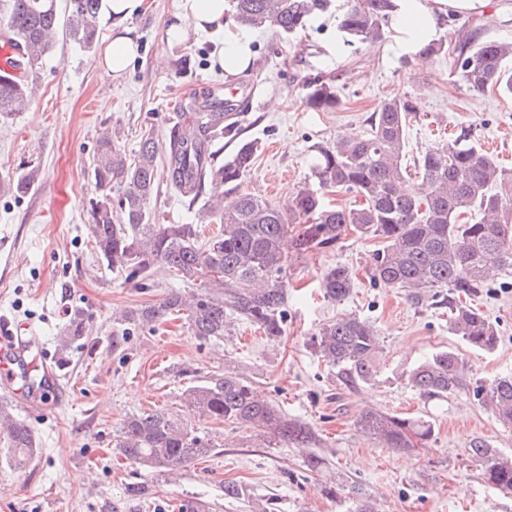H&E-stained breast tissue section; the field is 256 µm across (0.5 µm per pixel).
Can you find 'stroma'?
<instances>
[{
  "label": "stroma",
  "instance_id": "obj_1",
  "mask_svg": "<svg viewBox=\"0 0 512 512\" xmlns=\"http://www.w3.org/2000/svg\"><path fill=\"white\" fill-rule=\"evenodd\" d=\"M343 2L332 0L331 11L315 16L294 38L249 31L255 64L235 77L216 64L223 33L166 43L179 0H145L130 19L138 54L117 80L89 64L112 41L108 15H101L97 41L88 50L58 29L52 53L33 72L37 92L29 110L0 119V183L29 163L42 171L37 187L24 196L0 186V318L29 325L52 351L71 306L87 312L89 331L60 372L63 403L25 418L41 440L34 460L22 470L10 467L0 440V512H178L188 500L201 502L206 512H350L359 495L376 512H512V494L488 488L467 452L471 441L484 440L510 454L512 430L502 428L473 394L427 400L403 378L420 360L448 347L465 358L471 383L512 375V277L472 301L501 336L491 354L449 334L447 307L417 305L402 289L371 284L366 267L379 243L352 233L334 250L289 256L284 336L269 338L241 324L230 339L203 345L176 319L112 343L122 332L120 311L159 301L176 282L159 269L153 289L138 290L92 248L88 173L102 133H111L131 156L144 132L165 139L172 112L203 89L256 87L252 111L217 147L226 157L241 142H257L243 188L283 207L312 180L313 145L350 132L366 134L383 100L405 97L415 106L407 129L409 157L466 128L512 167V99L470 91L455 70L454 53L418 65L392 27L378 43L338 48L336 10ZM477 27L485 37L512 41V0L448 14L436 36L453 43ZM181 58L185 67L175 69ZM317 75L337 78L338 110L308 109L306 83ZM336 264L356 277L353 292L341 302L325 300L319 286L323 269ZM343 315L365 318L380 333L383 364L374 385L342 384L308 346L323 323ZM183 367L203 375L234 368L260 397L309 422L320 439L324 471H306L298 449L258 447L247 430L201 421L198 430L221 441V448L177 479H159L149 498L127 497L125 487L136 473L113 448V434L128 414L178 411L184 382L177 371ZM367 406L430 420L433 437L423 448L385 447L356 425ZM329 474L336 478L333 498L321 492ZM228 480L246 486L249 501L225 499Z\"/></svg>",
  "mask_w": 512,
  "mask_h": 512
}]
</instances>
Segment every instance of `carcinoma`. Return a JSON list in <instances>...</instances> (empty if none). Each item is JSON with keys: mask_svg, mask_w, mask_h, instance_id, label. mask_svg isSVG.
Returning <instances> with one entry per match:
<instances>
[{"mask_svg": "<svg viewBox=\"0 0 512 512\" xmlns=\"http://www.w3.org/2000/svg\"><path fill=\"white\" fill-rule=\"evenodd\" d=\"M331 0H235L236 18L247 28L289 36L303 31L313 16L326 11ZM102 0H66L60 20L56 0H0V39L22 48L21 63L34 69L53 49L52 32L63 25L78 45H94ZM398 10L396 0H349L336 15L343 44L370 45L384 37V27ZM460 80L474 92L497 90L512 97V42L459 39L454 47ZM31 86L0 73V118L28 109ZM307 105L331 111L342 104L338 86L313 78L307 83ZM413 112L406 98L383 101L373 112L370 130L358 139L340 137L313 146V184L296 192L286 207L240 189L250 171L257 146L241 143L225 160L214 150L229 116L224 98L210 93L200 108L175 112L163 143L152 133L142 135L136 157L129 159L104 133L99 138L90 171L93 193L88 201L94 250L124 281L150 290L155 269L193 288L168 292L159 302L124 312L127 328L112 337V345L130 331L183 319L201 343L224 339L235 323L257 325L268 336L285 331L287 293L284 278L288 256L282 241L293 234L296 255L333 249L352 232L379 240L368 266L370 281L401 288L416 304L425 300L448 306V333L470 348L494 352L500 336L496 326L467 303L490 282L512 276V170L482 149L464 130L453 140L425 148L417 156L420 192H406L411 176L405 163L407 128ZM163 156V170L156 161ZM198 209V224H161L150 202L160 177ZM39 170L22 168L9 188L26 194L37 185ZM212 196L202 201L205 189ZM352 193L353 206H334L329 193ZM119 208L120 215L114 214ZM219 231L203 239L201 224ZM324 295L345 300L353 277L345 266L322 275ZM88 319L74 308L60 336V346L84 336ZM309 348L336 370L350 386L372 385L383 352L380 334L368 320L343 316L323 324ZM188 381L181 394L187 416L175 412L140 411L129 415L112 441L117 453L143 476L153 479L177 471L211 454L219 444L196 431L192 420L220 421L250 429L262 440L286 447L311 448L318 435L307 423L292 419L273 402L259 399L251 382L236 371L201 376L179 371ZM407 383L424 398L442 399L473 390L498 423L512 429V377H498L471 387L464 359L453 348L422 359L407 373ZM362 433L388 448H420L431 438L427 420L366 409L356 421ZM0 429L6 434L8 462L26 467L38 452L35 430L15 417L11 404L0 401ZM468 454L494 490L512 493V457L484 441L470 443Z\"/></svg>", "mask_w": 512, "mask_h": 512, "instance_id": "cac0c4a2", "label": "carcinoma"}]
</instances>
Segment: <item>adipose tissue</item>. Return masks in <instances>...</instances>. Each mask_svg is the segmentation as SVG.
<instances>
[{
    "mask_svg": "<svg viewBox=\"0 0 512 512\" xmlns=\"http://www.w3.org/2000/svg\"><path fill=\"white\" fill-rule=\"evenodd\" d=\"M144 0H108V10L116 35L103 55L92 59L93 68L107 76L121 77L137 54L129 20L140 11ZM488 0H400L397 30L412 40L428 42L441 19L448 12L459 14L483 9ZM236 24L228 14L227 0H182L175 21L167 30L171 39L188 40L191 36L220 28L224 31V48L218 64L226 74L238 75L253 63V52L247 39L238 36Z\"/></svg>",
    "mask_w": 512,
    "mask_h": 512,
    "instance_id": "adipose-tissue-1",
    "label": "adipose tissue"
}]
</instances>
